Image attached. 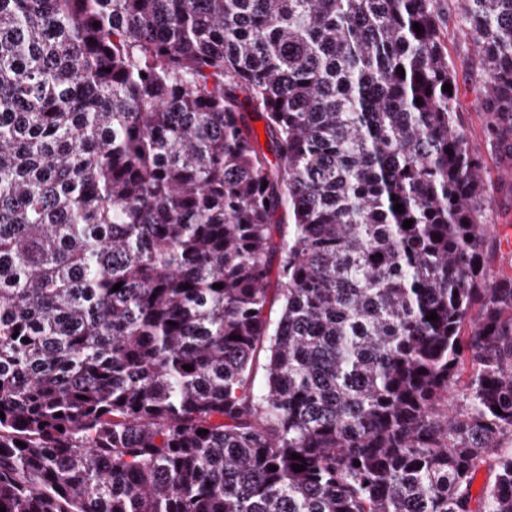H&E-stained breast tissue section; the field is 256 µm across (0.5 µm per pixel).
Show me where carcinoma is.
I'll return each mask as SVG.
<instances>
[{"mask_svg": "<svg viewBox=\"0 0 512 512\" xmlns=\"http://www.w3.org/2000/svg\"><path fill=\"white\" fill-rule=\"evenodd\" d=\"M461 32L512 158V0ZM446 83L437 0H0V508L512 512Z\"/></svg>", "mask_w": 512, "mask_h": 512, "instance_id": "carcinoma-1", "label": "carcinoma"}]
</instances>
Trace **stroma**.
I'll use <instances>...</instances> for the list:
<instances>
[{"instance_id": "obj_1", "label": "stroma", "mask_w": 512, "mask_h": 512, "mask_svg": "<svg viewBox=\"0 0 512 512\" xmlns=\"http://www.w3.org/2000/svg\"><path fill=\"white\" fill-rule=\"evenodd\" d=\"M438 18L456 81L457 122L472 151L485 160L482 179L489 213L488 275L512 278V163L499 160L490 145L489 116L477 78L479 60L461 34L458 0H438Z\"/></svg>"}]
</instances>
